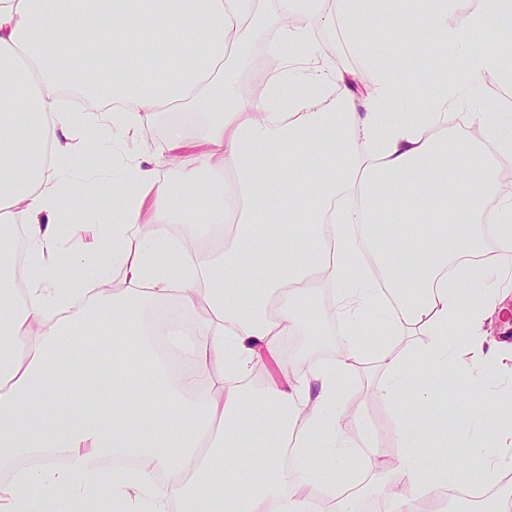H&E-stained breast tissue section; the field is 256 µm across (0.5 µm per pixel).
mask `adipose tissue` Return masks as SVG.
<instances>
[{"mask_svg":"<svg viewBox=\"0 0 512 512\" xmlns=\"http://www.w3.org/2000/svg\"><path fill=\"white\" fill-rule=\"evenodd\" d=\"M260 0H0V512H315L335 469L314 464V443L334 460L351 453L339 399L369 351L363 327L391 335L426 330L407 353L377 349L381 393L412 389L413 376L448 370V350L468 369L489 357L483 310L468 291L479 273L477 226L490 219L498 247L512 254V193L497 158H512V108L473 110L479 135L453 133L454 88L423 70L380 64L400 34L381 0H337L346 29L368 22L358 49L376 79L356 96L340 70L320 65V45L297 24L326 0H276L280 25L267 43L273 67L257 91L239 92L225 73L240 56ZM408 0L420 38L454 62L466 86L488 73L512 84V0ZM493 30L477 50L471 33ZM112 53V82L91 90L111 108L93 117L68 110L77 88L66 53L75 40ZM191 53L186 67L155 62ZM342 94L323 104L327 85ZM293 87L285 96V87ZM200 112L199 137L179 124L165 146L133 155L147 115ZM110 132L107 183L112 216L80 210L58 180L85 146L87 122ZM480 180H472L473 171ZM494 210H487L488 201ZM88 236L70 261L93 286L55 280L58 226ZM182 232L171 236L170 225ZM23 231L26 286H13L11 227ZM181 253L176 265L160 262ZM123 273L110 289V268ZM338 290L326 312L320 295ZM177 304L188 323H169L157 350L148 307ZM111 319L103 361L71 343L74 329ZM345 325L343 354L311 374L282 371L254 388L264 356L289 336H318L326 318ZM148 366L147 406L138 402L135 365ZM266 426L254 433L253 409ZM459 414L441 446L480 458L476 483L495 482L499 451L485 439L462 444ZM426 432L405 419L397 436L405 494L384 492L380 512H419L440 496L445 463L413 448ZM265 448L254 457L253 447ZM292 459L290 467L281 455ZM44 487L43 495L32 492Z\"/></svg>","mask_w":512,"mask_h":512,"instance_id":"ef3b65f1","label":"adipose tissue"}]
</instances>
